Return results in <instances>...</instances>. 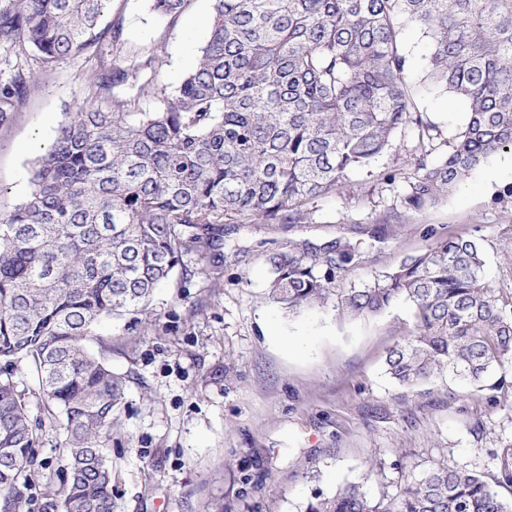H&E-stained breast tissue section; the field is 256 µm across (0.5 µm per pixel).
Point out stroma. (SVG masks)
Returning a JSON list of instances; mask_svg holds the SVG:
<instances>
[{
	"mask_svg": "<svg viewBox=\"0 0 512 512\" xmlns=\"http://www.w3.org/2000/svg\"><path fill=\"white\" fill-rule=\"evenodd\" d=\"M211 12L212 0H188L170 20L147 0H112L107 18L121 20L122 43L100 53H155L156 85L172 93L207 41ZM401 49L414 100L438 129L426 148L440 158L467 108L428 80L419 30L402 31ZM95 67L83 56L59 60L0 128V214L26 197L31 161L83 105ZM416 144L413 131L398 133L372 174H352L307 204L306 223L225 221L218 279L174 273L149 320L100 324L87 348L126 378L109 443L116 512H301L314 491L360 481L377 499L436 462L480 474L512 502V487L499 483L503 450L512 447V386H399L384 361L413 326L406 302L353 319L330 305L290 314L268 297V256L304 240L359 245V263L336 283L343 291L425 249L432 236L460 234L482 244L485 283L512 293V152L494 154L447 200L412 214L401 198ZM393 169L404 175L390 183ZM371 466L379 477L368 481Z\"/></svg>",
	"mask_w": 512,
	"mask_h": 512,
	"instance_id": "obj_1",
	"label": "stroma"
}]
</instances>
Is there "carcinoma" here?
<instances>
[{"mask_svg": "<svg viewBox=\"0 0 512 512\" xmlns=\"http://www.w3.org/2000/svg\"><path fill=\"white\" fill-rule=\"evenodd\" d=\"M112 0H0V46L17 65L0 83V127L62 58L117 43L100 29ZM160 16L188 0H149ZM430 42L429 77L468 104L440 159L417 156L407 212L438 204L492 155L512 150V0H213L196 64L155 112V57L101 61L87 105L58 124L31 167L30 192L0 218V512H20V487L45 479L57 512H115L107 444L125 377L85 347L105 319L150 314L175 269L205 279L222 265L224 220L303 224L308 202L370 171L397 133L433 139L413 101L404 27ZM35 56L37 69L27 61ZM202 264L191 268L184 257ZM360 257L336 239L269 256V298L294 312L336 300L341 314L377 316L404 300L413 329L387 373L414 388L444 375L480 389L512 361V295L482 280L480 242L439 237L372 282L337 295ZM37 380L43 412L64 427L62 489L34 468L32 427L14 366ZM304 512H512L481 475L431 467L392 496L350 483L314 493Z\"/></svg>", "mask_w": 512, "mask_h": 512, "instance_id": "1", "label": "carcinoma"}]
</instances>
